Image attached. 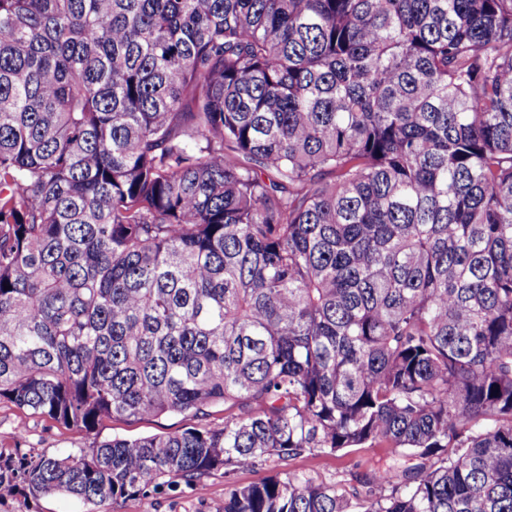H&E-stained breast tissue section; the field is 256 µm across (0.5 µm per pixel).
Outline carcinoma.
Returning a JSON list of instances; mask_svg holds the SVG:
<instances>
[{
    "instance_id": "obj_1",
    "label": "carcinoma",
    "mask_w": 512,
    "mask_h": 512,
    "mask_svg": "<svg viewBox=\"0 0 512 512\" xmlns=\"http://www.w3.org/2000/svg\"><path fill=\"white\" fill-rule=\"evenodd\" d=\"M2 401L224 408L0 452L35 496L380 445L222 512H512V0H0ZM393 448H349L337 454H305L288 462V470L304 474L316 482L341 481L347 486L359 485L356 476L371 473L389 462Z\"/></svg>"
}]
</instances>
